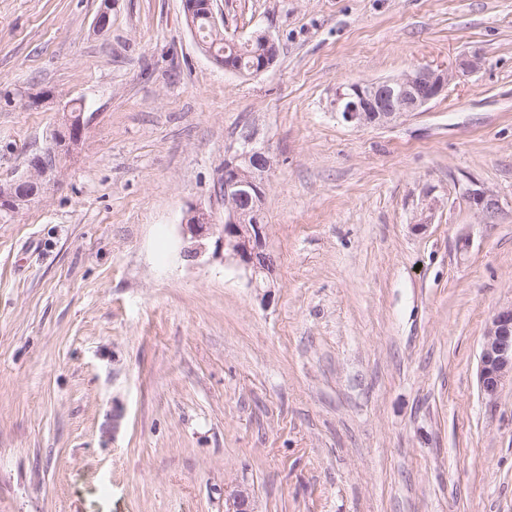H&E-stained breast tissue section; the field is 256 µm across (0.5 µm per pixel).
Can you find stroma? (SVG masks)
<instances>
[{
	"instance_id": "stroma-1",
	"label": "stroma",
	"mask_w": 512,
	"mask_h": 512,
	"mask_svg": "<svg viewBox=\"0 0 512 512\" xmlns=\"http://www.w3.org/2000/svg\"><path fill=\"white\" fill-rule=\"evenodd\" d=\"M0 0V180L73 101L49 193L0 222V512H512V384L479 388L512 305V0H215V65L181 0ZM480 54L385 126L338 87ZM256 135L272 287L179 256L223 217L227 147ZM503 212L482 224L469 181ZM440 204L416 224L427 192ZM198 35L205 49L213 51L216 55L224 60V65L220 58L206 52L208 56L218 65L224 66L225 69L236 71L240 74H256L253 69L255 65L261 64L267 58L270 51L266 47V42L269 45L276 46L275 39L268 33H255L245 40H234L224 37L222 29H215L206 15V9L201 7L198 11V20L196 26ZM263 34V36H262ZM265 38V39H264ZM266 40V42H265ZM279 44L275 53H272L269 59L276 57L274 63L279 56ZM266 59L265 64L259 69L258 72L269 69L273 62Z\"/></svg>"
}]
</instances>
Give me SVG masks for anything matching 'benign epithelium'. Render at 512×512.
Instances as JSON below:
<instances>
[{"label": "benign epithelium", "instance_id": "benign-epithelium-1", "mask_svg": "<svg viewBox=\"0 0 512 512\" xmlns=\"http://www.w3.org/2000/svg\"><path fill=\"white\" fill-rule=\"evenodd\" d=\"M455 72L438 66L420 67L398 76L351 83L336 89L332 107L343 120L357 127L382 126L411 112L421 111L440 96ZM88 127L83 112H67L61 129L29 156L12 179L0 181V216L15 218L33 199L50 190L63 162L82 142ZM271 158L262 148L235 150L224 159V223L196 208H189L180 224L182 256L191 262L222 257L234 260L254 288L270 287L274 261L265 243L262 203L265 175ZM471 209L482 224H493L502 211L499 196L472 182L464 190ZM512 380V305L493 315L480 352L479 384L490 399L505 380Z\"/></svg>", "mask_w": 512, "mask_h": 512}]
</instances>
